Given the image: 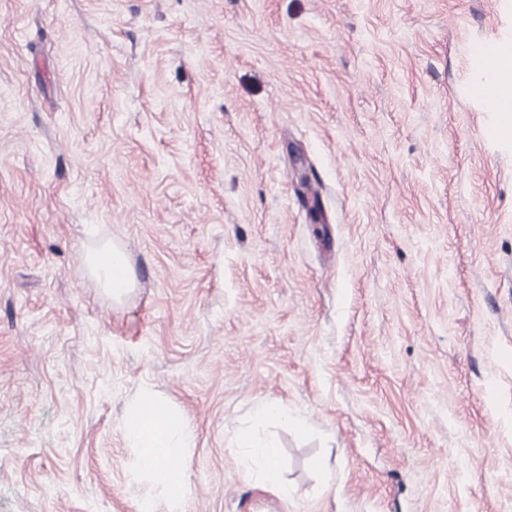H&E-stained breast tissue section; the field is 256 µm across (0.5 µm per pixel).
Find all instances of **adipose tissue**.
Here are the masks:
<instances>
[{
  "label": "adipose tissue",
  "instance_id": "obj_1",
  "mask_svg": "<svg viewBox=\"0 0 512 512\" xmlns=\"http://www.w3.org/2000/svg\"><path fill=\"white\" fill-rule=\"evenodd\" d=\"M85 265L113 301H121L136 285V274L117 246H95L87 253ZM152 405L149 413L139 405L132 410L126 424L127 441L137 449L146 475L175 494L184 482V470L176 461L190 447L192 431L165 402L156 399Z\"/></svg>",
  "mask_w": 512,
  "mask_h": 512
}]
</instances>
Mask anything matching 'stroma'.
<instances>
[{
    "mask_svg": "<svg viewBox=\"0 0 512 512\" xmlns=\"http://www.w3.org/2000/svg\"><path fill=\"white\" fill-rule=\"evenodd\" d=\"M478 41L512 50V0H0V512H512ZM146 393L196 434L173 506ZM85 265L113 301H121L135 288L136 274L120 248L113 244H99L91 249L86 254ZM238 445L239 448H253L263 461V483L272 490H279V468L275 447L271 444L256 445L248 436L241 437Z\"/></svg>",
    "mask_w": 512,
    "mask_h": 512,
    "instance_id": "obj_1",
    "label": "stroma"
}]
</instances>
